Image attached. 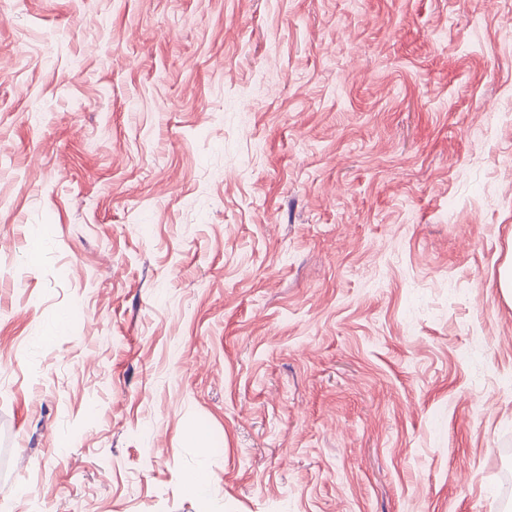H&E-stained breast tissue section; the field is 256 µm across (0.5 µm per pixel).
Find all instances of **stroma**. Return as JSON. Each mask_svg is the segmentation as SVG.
Instances as JSON below:
<instances>
[{
  "label": "stroma",
  "mask_w": 512,
  "mask_h": 512,
  "mask_svg": "<svg viewBox=\"0 0 512 512\" xmlns=\"http://www.w3.org/2000/svg\"><path fill=\"white\" fill-rule=\"evenodd\" d=\"M511 260L512 0H0V512H512Z\"/></svg>",
  "instance_id": "obj_1"
}]
</instances>
